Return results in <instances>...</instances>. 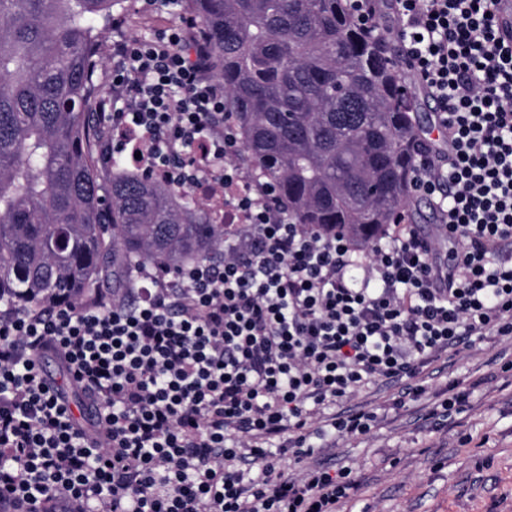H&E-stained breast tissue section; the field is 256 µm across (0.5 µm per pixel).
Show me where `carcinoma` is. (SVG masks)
<instances>
[{"instance_id":"cac0c4a2","label":"carcinoma","mask_w":512,"mask_h":512,"mask_svg":"<svg viewBox=\"0 0 512 512\" xmlns=\"http://www.w3.org/2000/svg\"><path fill=\"white\" fill-rule=\"evenodd\" d=\"M123 0H0V301L112 295L138 265L211 260L224 225L107 155L87 109ZM246 159L295 224L363 246L410 207L421 126L387 35L349 0H188Z\"/></svg>"}]
</instances>
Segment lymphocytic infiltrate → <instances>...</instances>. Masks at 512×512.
Returning a JSON list of instances; mask_svg holds the SVG:
<instances>
[{
	"instance_id": "obj_1",
	"label": "lymphocytic infiltrate",
	"mask_w": 512,
	"mask_h": 512,
	"mask_svg": "<svg viewBox=\"0 0 512 512\" xmlns=\"http://www.w3.org/2000/svg\"><path fill=\"white\" fill-rule=\"evenodd\" d=\"M393 2L447 146L421 150L412 179L434 234L398 221L365 247L289 223L276 186L242 171L192 19L113 42L112 150L223 201L224 252L138 267L120 301H0V512H338L361 481L318 457L377 427L356 396L396 383L405 407L432 361L512 339V30L499 0ZM47 355L95 407L92 428L44 378Z\"/></svg>"
}]
</instances>
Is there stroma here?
<instances>
[{"instance_id": "stroma-1", "label": "stroma", "mask_w": 512, "mask_h": 512, "mask_svg": "<svg viewBox=\"0 0 512 512\" xmlns=\"http://www.w3.org/2000/svg\"><path fill=\"white\" fill-rule=\"evenodd\" d=\"M121 28L100 40L103 96L112 94V43L150 38L179 23L184 5L162 0H125ZM512 360V343L479 346L432 362L424 371L430 393L400 410L388 408L395 385L379 382L358 404L384 408L381 424L367 440L337 441L336 460L349 464L362 481L344 512H512V378L476 390L468 408L448 425L434 428L426 413L434 391L453 381H472ZM395 454L389 466L385 457Z\"/></svg>"}]
</instances>
